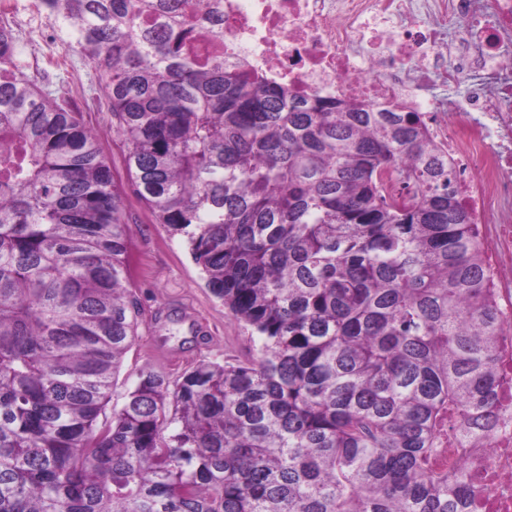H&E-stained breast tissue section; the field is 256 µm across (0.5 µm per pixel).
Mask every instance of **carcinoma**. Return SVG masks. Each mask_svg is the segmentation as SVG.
Listing matches in <instances>:
<instances>
[{"label":"carcinoma","instance_id":"carcinoma-1","mask_svg":"<svg viewBox=\"0 0 512 512\" xmlns=\"http://www.w3.org/2000/svg\"><path fill=\"white\" fill-rule=\"evenodd\" d=\"M34 0L101 74L127 186L0 28V512H467L433 460L495 414L485 247L419 112L288 98L218 3ZM131 193L256 354L137 374Z\"/></svg>","mask_w":512,"mask_h":512}]
</instances>
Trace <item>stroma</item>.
Here are the masks:
<instances>
[{
	"mask_svg": "<svg viewBox=\"0 0 512 512\" xmlns=\"http://www.w3.org/2000/svg\"><path fill=\"white\" fill-rule=\"evenodd\" d=\"M28 73L54 95L83 112L99 134L117 180H125L127 147L112 128V115L99 90L100 74L75 50L66 54L23 51ZM129 216L131 287L142 315L111 403L121 406L141 368L169 377L201 362L248 357L250 333L205 286L181 236L155 223L134 196L125 198Z\"/></svg>",
	"mask_w": 512,
	"mask_h": 512,
	"instance_id": "1",
	"label": "stroma"
}]
</instances>
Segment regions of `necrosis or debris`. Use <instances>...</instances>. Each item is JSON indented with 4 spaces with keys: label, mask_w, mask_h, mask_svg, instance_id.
I'll return each instance as SVG.
<instances>
[{
    "label": "necrosis or debris",
    "mask_w": 512,
    "mask_h": 512,
    "mask_svg": "<svg viewBox=\"0 0 512 512\" xmlns=\"http://www.w3.org/2000/svg\"><path fill=\"white\" fill-rule=\"evenodd\" d=\"M226 59L299 94L424 113L486 239L499 311L496 415L436 460L468 512H512V0H222Z\"/></svg>",
    "instance_id": "1"
}]
</instances>
